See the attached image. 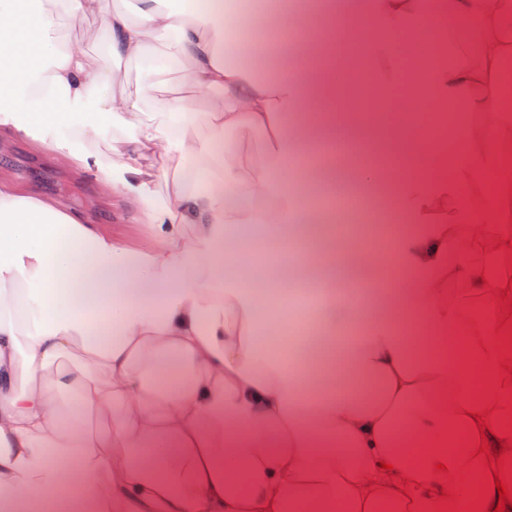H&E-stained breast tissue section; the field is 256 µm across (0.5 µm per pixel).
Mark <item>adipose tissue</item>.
Masks as SVG:
<instances>
[{
	"mask_svg": "<svg viewBox=\"0 0 512 512\" xmlns=\"http://www.w3.org/2000/svg\"><path fill=\"white\" fill-rule=\"evenodd\" d=\"M106 15L112 56L180 69L187 94L135 120L144 89L94 92L101 72L61 16ZM373 18L436 46L449 24L488 36L476 65L389 70L369 58L389 111L398 87L426 83L445 104L484 87L512 28V0H318L311 17L279 11L296 31L276 57L252 41L225 60L224 0H0V139L58 155L92 174L101 201L134 203L151 241L117 240L88 215L0 177V512H494L512 488V228L471 203L484 171L512 193L500 124L453 160L468 206L446 211L442 169L391 192L384 169L350 181L382 221L400 215L394 288L388 262L360 239L293 226L310 187L335 183L326 147H361L368 127H337L345 69L338 34ZM205 100L195 112L191 99ZM206 137H192L198 126ZM257 132L267 150L246 149ZM237 137L227 153L224 136ZM324 150L296 170L297 157ZM111 159H103V151ZM295 242L322 288L315 321L286 366L261 333L281 304L224 285L244 240ZM365 284L356 304L336 274ZM464 343L468 359L454 348ZM461 433L455 446L441 442ZM421 456H414L416 447Z\"/></svg>",
	"mask_w": 512,
	"mask_h": 512,
	"instance_id": "1",
	"label": "adipose tissue"
}]
</instances>
